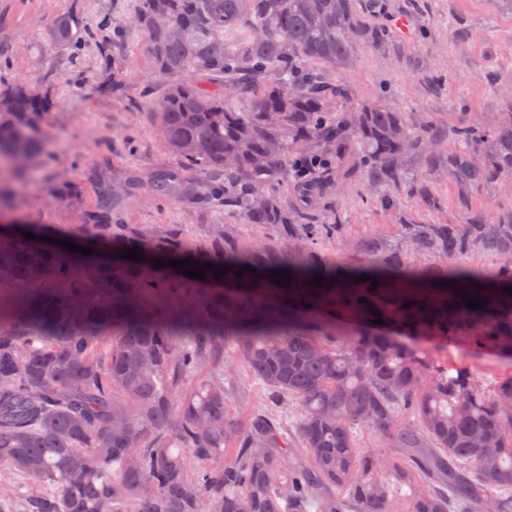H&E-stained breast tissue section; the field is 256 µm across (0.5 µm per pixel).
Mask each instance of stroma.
Listing matches in <instances>:
<instances>
[{
	"mask_svg": "<svg viewBox=\"0 0 512 512\" xmlns=\"http://www.w3.org/2000/svg\"><path fill=\"white\" fill-rule=\"evenodd\" d=\"M133 0H0V75L26 83L34 91L52 90L56 105L42 143L46 166L33 170L15 189L8 216L24 224H68L74 209L90 203L95 191L129 177L144 188L123 204L131 224H188L203 235V219L179 198L165 202L147 192L153 171L174 165L142 116L143 103L159 82L143 35L130 32L116 66L122 88L98 92L104 62L88 46L80 66L49 39L57 17L81 9L98 28L101 14L113 26L129 25ZM366 19L390 32L387 45L361 51L353 67L330 71L328 80L353 88L354 103L378 101L399 112H429L445 125L458 113L475 112L494 118L505 107L512 88V0H361ZM496 73L489 85L484 72ZM69 198H57V186ZM336 209L349 231L329 245L337 260L348 257L355 234L392 224L396 212L385 211L367 181L345 187L336 196ZM451 360L469 364L489 384L512 374V360L464 343H449L442 351ZM229 410L239 417L255 410H273L292 425L294 407L274 406L265 385L239 371Z\"/></svg>",
	"mask_w": 512,
	"mask_h": 512,
	"instance_id": "35a3bbf8",
	"label": "stroma"
}]
</instances>
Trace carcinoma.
<instances>
[{"instance_id":"obj_1","label":"carcinoma","mask_w":512,"mask_h":512,"mask_svg":"<svg viewBox=\"0 0 512 512\" xmlns=\"http://www.w3.org/2000/svg\"><path fill=\"white\" fill-rule=\"evenodd\" d=\"M133 23L162 75L147 116L177 159L153 172V195L222 205L237 223L202 238L128 224L130 179L74 224L0 226V289L25 291L0 315V475L24 478L0 488V512H512V375L485 386L423 344L512 359V207L472 206L480 188L512 191V99L448 136L429 112L346 110L352 93L327 72L389 37L354 0H135ZM94 35L76 9L51 30L75 57ZM126 39L117 27L98 44L106 66ZM53 107L0 87V203L3 169L19 179L42 162ZM436 176L455 188L458 221L405 212L356 237L346 261L325 252L349 228L332 203L344 186L366 178L389 191L386 209L405 196L434 212ZM473 253L492 265L462 263ZM156 258L230 271L201 280ZM283 270L286 287L271 281ZM239 364L297 403L293 436L268 413L227 414L224 373ZM362 429L383 451L360 448Z\"/></svg>"}]
</instances>
